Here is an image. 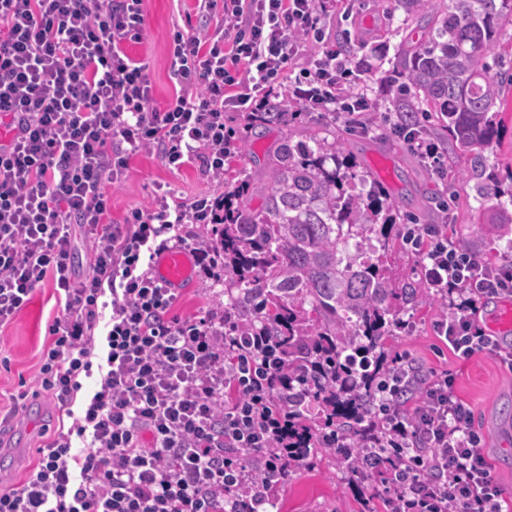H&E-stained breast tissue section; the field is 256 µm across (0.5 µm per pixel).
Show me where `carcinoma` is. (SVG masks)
Instances as JSON below:
<instances>
[{"label": "carcinoma", "instance_id": "carcinoma-1", "mask_svg": "<svg viewBox=\"0 0 512 512\" xmlns=\"http://www.w3.org/2000/svg\"><path fill=\"white\" fill-rule=\"evenodd\" d=\"M399 2V29L414 23L424 36L400 41L389 111L402 123L421 124L429 140L447 135L455 153L469 158L459 186L473 187L490 231L512 251V190L489 192L492 174L481 154L496 142L505 111L503 81L490 76L488 58L496 55L503 18L512 17V0ZM288 104L284 94L268 111L245 115L244 126L255 131L280 122ZM343 144L334 129L295 143L284 138L265 180L239 179L224 223L212 225L211 234L226 306L278 345L288 379L322 404L323 417L308 422L312 440L300 447L302 460L330 452L322 441L330 417L350 445L341 464L358 472L363 446L381 436L370 380L406 305L424 291L420 282L399 280L388 264L404 246L393 234L399 207L377 183L361 179L366 192L350 186ZM254 196L262 199L259 211L250 207Z\"/></svg>", "mask_w": 512, "mask_h": 512}]
</instances>
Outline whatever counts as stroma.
Here are the masks:
<instances>
[{"instance_id": "1", "label": "stroma", "mask_w": 512, "mask_h": 512, "mask_svg": "<svg viewBox=\"0 0 512 512\" xmlns=\"http://www.w3.org/2000/svg\"><path fill=\"white\" fill-rule=\"evenodd\" d=\"M144 30L141 42L127 45L128 52L148 63L147 76L154 102L165 106L176 93L171 75L172 36L175 31L194 34L215 26L216 18L204 19L195 9V0H144ZM404 17L396 0H329L318 22L324 39L310 44L307 53L297 57L295 67L308 66L313 55L327 49L340 51L349 63L354 81L352 90L367 91L378 104H385L382 79L390 68L400 42L394 29ZM286 122L265 126L250 139L248 152L238 154L227 164L225 180L204 176L198 165L180 170L165 166L159 151H143L130 156V175L113 184L112 223H122L127 212L149 207L158 189L172 191L181 201L191 202L200 194L219 196L239 177L252 175L262 180L266 161L287 131H325L327 114L306 112L303 103L292 106ZM346 145L356 175L374 174L376 157L389 161L392 170L386 186L396 198L402 213L416 216L419 223H437L436 201L447 196L455 202L450 229L454 236L468 241L481 260L492 265L512 262V253L499 248L481 224L478 204L460 189L456 174L467 165L465 157L454 153L450 143L442 148L448 176L437 179L421 169L402 141L390 134L383 119H376L368 131L347 134ZM487 165L500 188L512 187V112L505 113ZM224 286L217 278L195 277L182 291L176 314L200 317L215 313L225 304ZM60 312L51 282L37 286L31 302L5 327L0 328V415L8 416V426L0 428V489L22 484L36 462L37 448L58 428V407L39 392L37 373L48 328ZM443 312L430 297H422L411 307L409 332L394 338L390 354L410 353L425 370L450 371L456 378L457 395L469 403L474 426L484 436L483 452L497 482L512 495V371L489 353H479L460 362L434 330ZM387 492L377 478H360L347 472L338 457L324 456L314 467L296 470L288 486L278 489V512H387Z\"/></svg>"}]
</instances>
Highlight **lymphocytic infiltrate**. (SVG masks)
Returning <instances> with one entry per match:
<instances>
[{"label": "lymphocytic infiltrate", "instance_id": "lymphocytic-infiltrate-1", "mask_svg": "<svg viewBox=\"0 0 512 512\" xmlns=\"http://www.w3.org/2000/svg\"><path fill=\"white\" fill-rule=\"evenodd\" d=\"M319 6L198 0L202 15L221 20L199 35L174 33L180 90L160 108L146 63L123 49L142 38L143 0H0V326L52 280L62 314L38 384L72 420L23 484L0 490V512H269L288 465L294 413L277 398L288 379L268 338L243 330L234 310L173 315L180 295L155 274V258L173 247L210 274L211 251L188 247L181 227L223 223V198L174 203L163 191L109 224L106 187L128 176L130 154L154 148L170 168L194 161L223 178L236 150L226 110L265 111L283 84L310 110L361 120L372 101L343 94L350 69L339 52L292 66L323 39ZM75 224L93 256L84 276L72 260ZM404 234L422 252L423 284L448 304L438 336L460 360L493 353L512 371V343L478 321L480 304L512 297V263L485 266L437 224ZM399 362L379 388L383 438L362 461L388 474L390 512H504L454 375ZM411 383L421 398L407 412L400 399Z\"/></svg>", "mask_w": 512, "mask_h": 512}]
</instances>
